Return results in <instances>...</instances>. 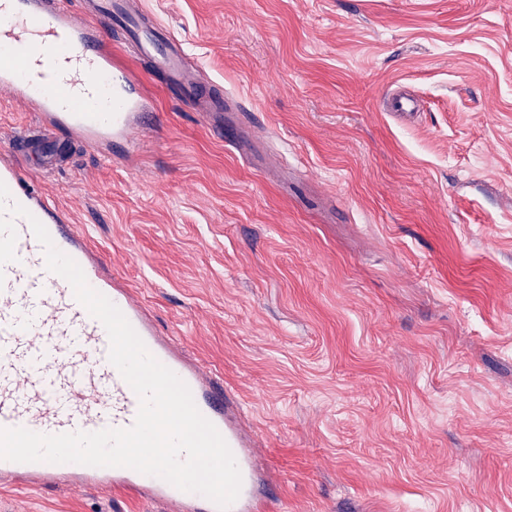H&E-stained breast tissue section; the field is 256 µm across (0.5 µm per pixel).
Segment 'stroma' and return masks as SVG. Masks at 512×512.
Returning <instances> with one entry per match:
<instances>
[{
	"mask_svg": "<svg viewBox=\"0 0 512 512\" xmlns=\"http://www.w3.org/2000/svg\"><path fill=\"white\" fill-rule=\"evenodd\" d=\"M224 128L142 81L139 145L22 158L243 407L288 512H512V0H134ZM404 90L418 112L385 102ZM39 116L0 94V147ZM0 512H173L0 483Z\"/></svg>",
	"mask_w": 512,
	"mask_h": 512,
	"instance_id": "obj_1",
	"label": "stroma"
}]
</instances>
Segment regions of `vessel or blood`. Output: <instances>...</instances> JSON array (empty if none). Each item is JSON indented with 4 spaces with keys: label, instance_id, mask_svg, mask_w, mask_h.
Returning <instances> with one entry per match:
<instances>
[{
    "label": "vessel or blood",
    "instance_id": "b4317fda",
    "mask_svg": "<svg viewBox=\"0 0 512 512\" xmlns=\"http://www.w3.org/2000/svg\"><path fill=\"white\" fill-rule=\"evenodd\" d=\"M102 16L122 31L150 69L165 76L171 95L196 102L183 43L131 14L126 0H84L76 10L69 0H0V47L14 49L0 55V91L33 106L46 127L77 136L93 151L115 141H134L147 109L139 78L102 44L95 23ZM35 147L27 137L0 151V182L11 202L27 211L12 219L17 259L0 265V428L51 435L126 429L140 405L108 360L109 338L102 323L76 300L67 280L48 270L45 248L31 229L35 219L54 246L76 261L88 284L122 312L147 350L189 387L200 413L225 439L242 486L224 512H273V493L258 488L257 441L242 428L238 400L158 331L132 289L106 274L102 257L67 215L24 179L20 159ZM0 480L35 487L68 482L129 492L173 506L174 512H223L200 494L126 467L0 459Z\"/></svg>",
    "mask_w": 512,
    "mask_h": 512
}]
</instances>
